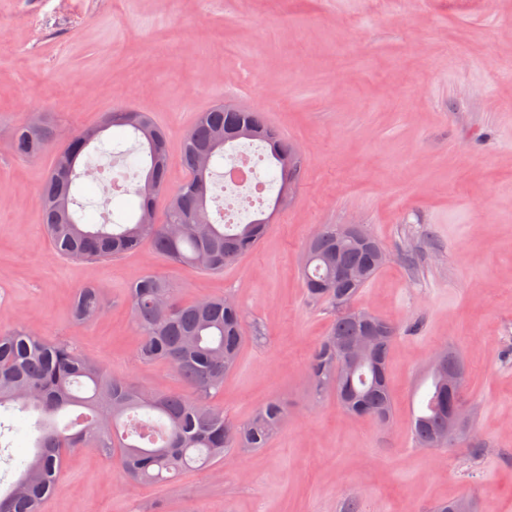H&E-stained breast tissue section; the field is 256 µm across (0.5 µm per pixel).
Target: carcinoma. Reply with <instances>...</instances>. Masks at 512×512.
I'll list each match as a JSON object with an SVG mask.
<instances>
[{
  "mask_svg": "<svg viewBox=\"0 0 512 512\" xmlns=\"http://www.w3.org/2000/svg\"><path fill=\"white\" fill-rule=\"evenodd\" d=\"M227 127L247 128L253 133L251 140L266 145L265 159L278 172L276 182L298 179L303 161L283 169L279 156L292 151V145L263 113L231 112L224 105H214L199 113L185 133L181 164L188 177L172 189L164 130L146 112L119 108L105 113L98 128L77 132L58 151L68 175L52 170L42 193V223L54 250L75 259L107 260L148 244L172 262L219 272L256 249L269 229L266 216L246 224H226L224 217L216 218L210 210L215 168L227 149L234 147V142L224 140ZM114 128L132 133L145 154L146 175L134 188L140 199L138 214L122 223L111 219L107 224H86L78 190L90 168L80 161L92 143ZM53 141V126L43 120L37 126L16 127L10 148L24 158L48 151ZM161 203L164 220L141 223L146 213H157ZM339 228L338 224L321 225L308 244L311 260L304 268L307 296L339 310L328 336L308 360V375L318 391L336 377V342L350 343L364 331L360 312L348 309L359 287L336 288V265L362 267L369 279L380 269L374 251L349 240L338 242ZM129 303L141 336L137 359L167 362L187 392L149 394L65 342L49 343L21 325L0 331V408L11 405L39 412L34 425L37 451L23 463L9 490L0 494V512H41L55 490L63 447L98 448L131 480L171 481L184 471L222 462L235 449L265 447L287 418L286 409L271 401L249 422L234 424L211 402L244 341L241 313L234 301L222 296L181 303L160 276L147 274L130 289ZM103 313L98 289L85 287L76 294L75 324L84 325ZM381 326L372 361L338 383L337 401L354 418L375 421L392 413L388 362L396 330L385 319ZM68 407L85 409L71 433L51 425L52 417ZM447 424L448 395L433 378L421 412L412 419L419 447H441L437 435Z\"/></svg>",
  "mask_w": 512,
  "mask_h": 512,
  "instance_id": "obj_1",
  "label": "carcinoma"
}]
</instances>
